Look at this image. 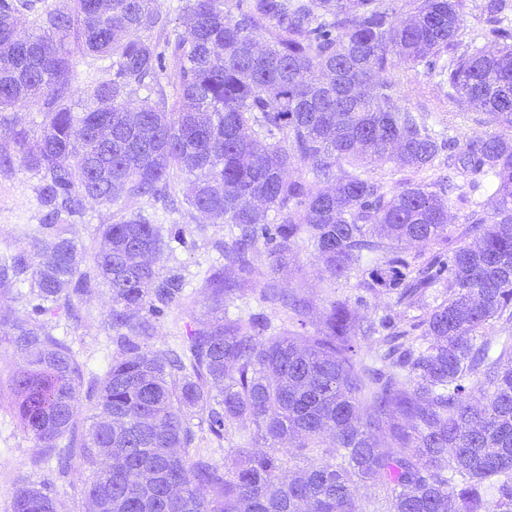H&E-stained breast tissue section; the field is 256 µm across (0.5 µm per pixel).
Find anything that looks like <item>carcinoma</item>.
<instances>
[{"mask_svg":"<svg viewBox=\"0 0 512 512\" xmlns=\"http://www.w3.org/2000/svg\"><path fill=\"white\" fill-rule=\"evenodd\" d=\"M403 2L399 22L383 0H186L171 29L158 0H73L45 8L21 39V4L0 0V112L43 102L40 134L10 130L14 152L0 166L42 174L37 232L56 239L42 263L36 236L0 256V288L27 283L35 312L68 318L94 285L109 289L122 354L89 396L85 436L74 430L83 370L72 347L37 321L0 324L28 354L13 379L23 428L60 471L76 452L95 468L93 512H366L356 478L381 493L372 512H512V336L487 334L512 323V0L478 5L482 37L500 46L492 53L461 39L466 0ZM80 54L111 61L112 78L88 86L75 112ZM421 63L496 131L440 140L394 83L372 82ZM168 69L172 101L156 89ZM140 90L157 99L136 105ZM443 152L442 183L389 194L360 172L387 159L418 173ZM298 161L329 187L293 179ZM181 175L192 208L235 228L213 289L222 303L249 281L260 249L277 273L301 247L330 277L354 275L365 296L393 294L414 315L359 321L334 301L315 334L296 336L264 313L231 318L223 307L187 334L186 352L157 355L144 343L150 319L185 288L150 260L160 228L139 213L102 225L84 271L63 226L88 204L169 200ZM467 188L486 191L492 213H473L460 234L472 243L451 248L448 212ZM440 287L453 292L442 299ZM261 300L306 324L311 304L298 293L270 281ZM477 391L489 402L474 404ZM193 410L219 441L249 421L263 449L230 448L232 467L215 463L191 447ZM293 442L324 460L287 469ZM12 512H57L53 489L19 488Z\"/></svg>","mask_w":512,"mask_h":512,"instance_id":"cac0c4a2","label":"carcinoma"}]
</instances>
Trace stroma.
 Listing matches in <instances>:
<instances>
[{"instance_id": "35a3bbf8", "label": "stroma", "mask_w": 512, "mask_h": 512, "mask_svg": "<svg viewBox=\"0 0 512 512\" xmlns=\"http://www.w3.org/2000/svg\"><path fill=\"white\" fill-rule=\"evenodd\" d=\"M386 79L395 81L397 97L402 106L426 108L433 114L435 131L455 136L466 141L491 133V125L482 121L480 112L464 110L446 97V87L438 76L428 73L425 67L412 72L396 68L386 72ZM41 176L36 172L21 169L0 168V253L14 251L26 245L27 232L36 229L42 222L37 207V195ZM190 193L186 179H178L175 194L179 207H172L163 200L143 201L132 198L120 199L105 206L88 205L84 217L66 225V237L74 239L80 251V266L88 268L94 264V256L101 244L99 227L109 224L123 214L140 210L161 230L177 224L182 236L177 241H164L157 256L159 272L175 268L181 270L188 286L179 302L166 308L153 318L154 331L148 339L150 349L164 354L169 350H182V341L187 332L207 327L212 319V276L222 269L224 258L219 244L224 241V227L209 223L200 213L185 202ZM254 273L249 283L237 293L231 312L248 315L259 310L266 311L275 325L288 330H302L303 334L314 333L320 326L331 301L349 299L355 301L358 317H369L394 307L395 299L387 295L367 298L357 303L359 294L356 278H341L329 282L317 258L307 250H295L288 257V266L278 275L281 288L298 292L311 303V313L305 327H298L280 308H261L259 294L271 277L266 254H258L254 260ZM34 302L27 287L17 286L0 289V317L40 318L53 334L68 337L77 358L83 366L80 392L82 398L75 415L77 433L88 430L93 408L87 395L91 386L100 378L119 349L108 337L105 321L111 305L107 288L101 287L87 297L82 306L81 318L72 322L49 315L36 316ZM7 327L0 326V512H12L11 504L15 490L23 485L52 482L59 512H89L83 488L92 470L80 457H73L66 475H57L55 458L42 455L35 448L30 435L21 426L13 409L15 394L13 375L26 365V356L11 345L6 335ZM194 432V447L208 451L216 462H223L228 448L254 447L253 427L241 424L231 430L225 442L216 441L209 433L205 416L193 413L190 416Z\"/></svg>"}]
</instances>
